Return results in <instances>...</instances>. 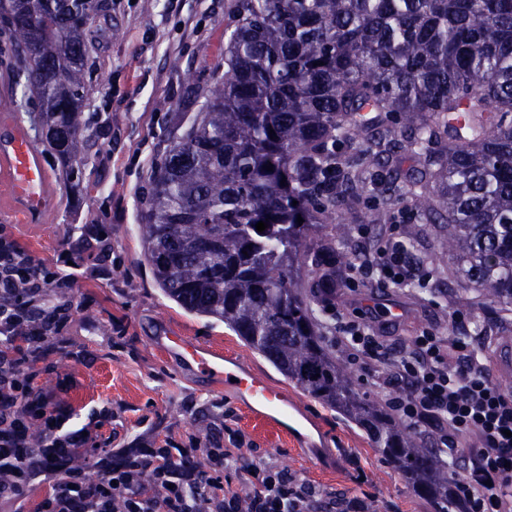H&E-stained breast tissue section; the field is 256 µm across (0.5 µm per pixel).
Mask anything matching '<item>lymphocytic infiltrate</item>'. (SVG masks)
Returning <instances> with one entry per match:
<instances>
[{
	"instance_id": "f902f5d3",
	"label": "lymphocytic infiltrate",
	"mask_w": 512,
	"mask_h": 512,
	"mask_svg": "<svg viewBox=\"0 0 512 512\" xmlns=\"http://www.w3.org/2000/svg\"><path fill=\"white\" fill-rule=\"evenodd\" d=\"M351 280L381 279L394 288L427 287L434 270L415 266L403 241L389 236L358 265ZM332 330L350 363L366 368L367 381L384 392L395 416L429 427L438 451L448 459L467 457L468 475L460 478L468 512H512V389L494 374L491 351L475 347L467 337L440 335L426 327L409 347L390 349L376 319L360 314L350 320L335 314ZM30 386L14 376L0 385V457L18 461L15 473L0 479V506L23 499L28 474L48 470L59 453L73 456L87 445L82 431H62L63 413L50 395L28 403ZM40 427L41 447L30 442L32 427ZM233 447L205 449L204 463H195V449H140L136 458L113 466L111 484L100 493L94 512H312L317 502L335 507V499L288 470L243 466ZM247 471L249 491L239 495L233 475Z\"/></svg>"
}]
</instances>
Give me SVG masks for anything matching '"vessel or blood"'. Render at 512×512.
Returning <instances> with one entry per match:
<instances>
[{
  "mask_svg": "<svg viewBox=\"0 0 512 512\" xmlns=\"http://www.w3.org/2000/svg\"><path fill=\"white\" fill-rule=\"evenodd\" d=\"M57 195L58 188L34 147L27 126L11 114H1L0 211L24 224H45L51 220ZM160 346L165 354L176 358L179 366L210 379L246 402L252 416L276 430H284L288 403L282 391L225 363L210 348L183 336L167 334L161 337Z\"/></svg>",
  "mask_w": 512,
  "mask_h": 512,
  "instance_id": "b4317fda",
  "label": "vessel or blood"
}]
</instances>
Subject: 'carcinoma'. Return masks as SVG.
I'll use <instances>...</instances> for the list:
<instances>
[{"label": "carcinoma", "mask_w": 512, "mask_h": 512, "mask_svg": "<svg viewBox=\"0 0 512 512\" xmlns=\"http://www.w3.org/2000/svg\"><path fill=\"white\" fill-rule=\"evenodd\" d=\"M102 8L0 0L4 51L73 187L95 136L83 108L88 34ZM235 18L202 118L157 160L142 198L153 275L182 308L223 320L364 430L432 512H461L452 468L329 356L330 327L301 283L313 275L311 287L333 295L352 264L336 220L368 202L372 185L416 223L444 225L459 287L512 309V0H236ZM356 140L365 152L341 153ZM321 224L333 225L325 245L311 242ZM0 269L31 283L0 290V312L17 320L0 361L32 354L24 368L34 380V365L52 361L32 340L62 334L71 289L59 277L48 294L39 264L10 244Z\"/></svg>", "instance_id": "obj_1"}]
</instances>
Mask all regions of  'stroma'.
I'll use <instances>...</instances> for the list:
<instances>
[{
  "mask_svg": "<svg viewBox=\"0 0 512 512\" xmlns=\"http://www.w3.org/2000/svg\"><path fill=\"white\" fill-rule=\"evenodd\" d=\"M235 0H106L90 32L86 111L98 116L80 195L61 188L50 223L28 226L0 214V233L18 240L39 262L72 278L74 305L63 332L69 346L40 374L42 392L57 395L71 414L64 430L79 428L113 448H157L177 443L210 448L244 439L246 463L287 469L338 497L362 498L370 512H429L400 472L367 434L336 410L304 395L269 361L224 324L191 313L155 282L140 236V199L152 164L198 116L213 75L224 71V45L234 26ZM95 225L112 242L105 275L79 259L80 225ZM352 244L373 246L393 228L408 230L407 215L375 221L362 208L345 215ZM363 237H356V229ZM435 276L425 292L399 291L371 281L353 292L337 284L335 303L344 316L368 304L384 319L401 315L396 343L430 326L462 332L449 315L462 313L498 346L512 345V310L493 318L476 293L448 290L439 227L425 224L412 249ZM198 341L260 377L295 401L307 433L323 455L300 454L293 437L258 424L245 406L187 372L157 345L161 333Z\"/></svg>",
  "mask_w": 512,
  "mask_h": 512,
  "instance_id": "35a3bbf8",
  "label": "stroma"
}]
</instances>
